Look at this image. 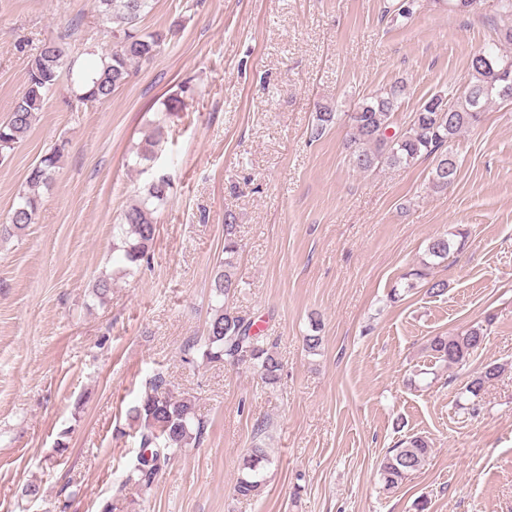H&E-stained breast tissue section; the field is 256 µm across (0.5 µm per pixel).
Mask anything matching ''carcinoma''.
Returning <instances> with one entry per match:
<instances>
[{"label":"carcinoma","instance_id":"carcinoma-1","mask_svg":"<svg viewBox=\"0 0 512 512\" xmlns=\"http://www.w3.org/2000/svg\"><path fill=\"white\" fill-rule=\"evenodd\" d=\"M101 15L118 23L123 37L112 48L101 54L100 62L74 70L63 43L48 41L41 45L30 59L27 87L15 100L9 117L0 122V163L6 162L17 145L32 128L38 112L42 111L46 97L54 93L67 80V103L78 106L102 103L125 85L131 75V66L152 61L161 52L168 34L161 31L145 33L136 27L138 20L150 7L151 0H98ZM502 25L496 39L486 43L470 60L471 79L459 95L450 100L435 94L424 100L412 115L408 126L401 132H390L392 116L406 94V85L396 81L362 103L354 118L353 132L347 143L350 163L361 171L380 166L409 167L421 159H432V187L445 190L458 176V162L448 150V143L466 128L482 121L489 105L494 101L512 102V0H497ZM417 0H399L386 13L393 18L410 19ZM339 114L328 106L316 112L309 138L321 139L336 124ZM163 138V127L157 126L136 153V163L153 159L155 148ZM66 144L60 143L35 163L26 177L27 189L10 210L6 223L23 229L35 222L41 204L39 188L48 185L64 156ZM168 176L154 177L144 188L140 201L129 207L118 224L117 238L122 251L121 260L126 270L139 267L157 231L155 212L169 195ZM457 243L444 237L433 238L427 246V256L445 260L451 249H461ZM236 216L224 214V269L214 278L216 299L214 314L204 335L195 337L184 346L185 352L203 350L210 362L230 365L251 364L268 384L280 378L281 361L272 347L255 328V322L224 307V298L235 293L237 279L232 269L238 253ZM431 263L424 260L405 274L407 287L414 288L425 282L427 293L441 296L447 284L429 279ZM487 329L472 325L454 335H435L428 339L427 349L434 359L446 365H457L468 360L484 343ZM503 367L496 363L485 365L464 385L469 396L472 413L480 410V401L486 385L497 379ZM129 420L137 427L140 446L135 459L118 483L117 494L101 506L100 512H115L123 491L134 486L148 491L157 481L172 456L182 449L199 445L207 424L196 412V400L186 393H175L166 377L156 373L149 382L148 391L128 410ZM431 442L426 436H412L388 451L379 462V469L389 490L398 487L412 472L422 468L431 456ZM268 462L266 450L253 448L243 459L242 475L234 485L240 497L257 494L261 464Z\"/></svg>","mask_w":512,"mask_h":512}]
</instances>
